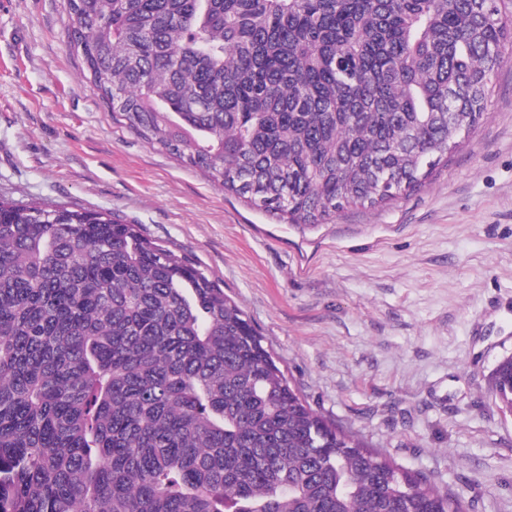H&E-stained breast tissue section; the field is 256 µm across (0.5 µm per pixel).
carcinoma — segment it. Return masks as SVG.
I'll return each mask as SVG.
<instances>
[{
  "label": "carcinoma",
  "instance_id": "carcinoma-1",
  "mask_svg": "<svg viewBox=\"0 0 512 512\" xmlns=\"http://www.w3.org/2000/svg\"><path fill=\"white\" fill-rule=\"evenodd\" d=\"M112 117L249 208L419 189L486 114L512 0H67ZM512 415V354L489 375ZM313 409L198 265L0 197V512H461Z\"/></svg>",
  "mask_w": 512,
  "mask_h": 512
}]
</instances>
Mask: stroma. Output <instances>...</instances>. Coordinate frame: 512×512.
Returning <instances> with one entry per match:
<instances>
[{"mask_svg":"<svg viewBox=\"0 0 512 512\" xmlns=\"http://www.w3.org/2000/svg\"><path fill=\"white\" fill-rule=\"evenodd\" d=\"M66 0H0V196L104 211L204 269L309 404L404 467L512 512V45L485 119L421 189L280 224L117 122ZM489 387L500 410L512 415V354L501 356L489 375Z\"/></svg>","mask_w":512,"mask_h":512,"instance_id":"35a3bbf8","label":"stroma"}]
</instances>
